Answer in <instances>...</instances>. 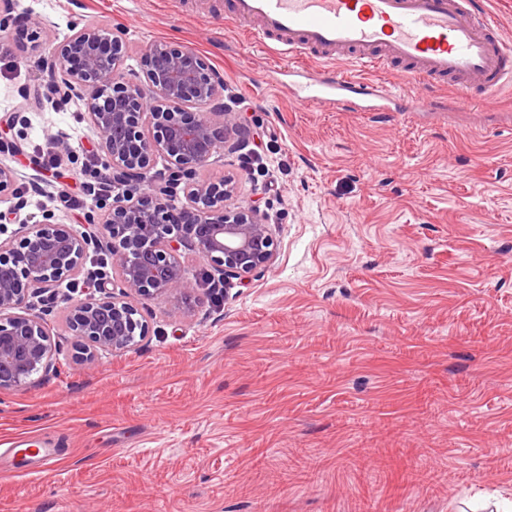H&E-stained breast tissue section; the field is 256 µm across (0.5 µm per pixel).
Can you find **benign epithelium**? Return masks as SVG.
Here are the masks:
<instances>
[{"label": "benign epithelium", "instance_id": "benign-epithelium-1", "mask_svg": "<svg viewBox=\"0 0 512 512\" xmlns=\"http://www.w3.org/2000/svg\"><path fill=\"white\" fill-rule=\"evenodd\" d=\"M125 56L119 35L93 26L56 49L58 96L83 102L102 164L127 188L91 215L101 226L97 234L84 224L47 221L0 240V390L21 387L52 367L60 347L46 310L28 300L77 280L91 248L109 249L112 272L90 278V291L68 303L65 320L66 331L82 343L79 361L87 368L148 335L130 298L161 299L175 308L186 302L185 252L241 281L276 260L275 239L257 209L229 207L230 180L200 176L233 128L219 97L222 75L193 52L158 42L142 56L145 79L132 81L124 76ZM158 156L171 163L163 181L151 179ZM17 181V171L1 163L0 197H18ZM114 276L117 294L108 290Z\"/></svg>", "mask_w": 512, "mask_h": 512}]
</instances>
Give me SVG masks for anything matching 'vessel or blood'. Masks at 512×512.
<instances>
[{
    "instance_id": "b4317fda",
    "label": "vessel or blood",
    "mask_w": 512,
    "mask_h": 512,
    "mask_svg": "<svg viewBox=\"0 0 512 512\" xmlns=\"http://www.w3.org/2000/svg\"><path fill=\"white\" fill-rule=\"evenodd\" d=\"M240 22L258 21V35L275 41L283 54L310 51L330 58L356 53L357 63L376 68L397 60L410 64L407 76L422 84L454 79L460 91H498L512 80V48L481 0H232ZM310 92H294L297 105L329 104L342 112H382L391 97L403 110L443 112L446 101L358 82L338 69L308 73ZM5 456L44 457L42 442L14 441Z\"/></svg>"
}]
</instances>
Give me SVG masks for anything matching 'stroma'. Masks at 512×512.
I'll use <instances>...</instances> for the list:
<instances>
[{"instance_id":"obj_1","label":"stroma","mask_w":512,"mask_h":512,"mask_svg":"<svg viewBox=\"0 0 512 512\" xmlns=\"http://www.w3.org/2000/svg\"><path fill=\"white\" fill-rule=\"evenodd\" d=\"M45 26L38 49L0 52V112L25 205L0 198L8 230L85 211L103 151L82 102L33 94L56 47L89 24L129 46L125 74L169 42L224 78L235 148L202 174L257 208L275 264L221 295L185 260L190 305L138 306L148 336L94 369L64 333L56 370L0 391V444L61 442L43 472L0 463V512H505L512 503V86L445 112L297 107L277 57L200 0H13ZM30 99L19 98V89ZM67 146L46 170L48 137ZM41 182L35 193L31 183Z\"/></svg>"}]
</instances>
